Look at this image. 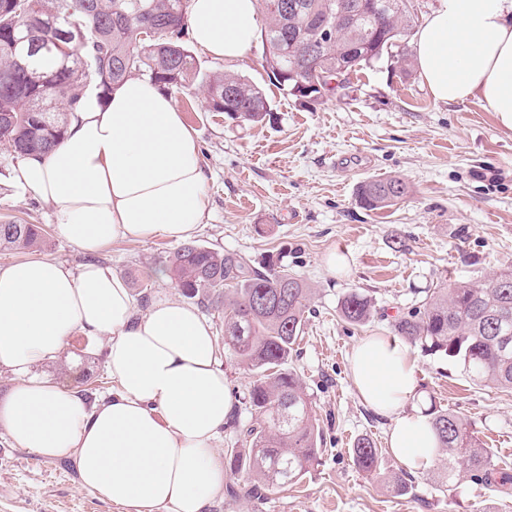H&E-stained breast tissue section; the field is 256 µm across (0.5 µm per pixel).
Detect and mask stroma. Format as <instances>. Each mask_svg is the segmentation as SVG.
Segmentation results:
<instances>
[{"label": "stroma", "mask_w": 512, "mask_h": 512, "mask_svg": "<svg viewBox=\"0 0 512 512\" xmlns=\"http://www.w3.org/2000/svg\"><path fill=\"white\" fill-rule=\"evenodd\" d=\"M412 36L397 53L353 73L344 88L304 103L283 94L262 66L263 43L227 63L196 52L202 71L234 73L260 86L273 116L250 126L208 109L202 87L173 90L185 124L195 133L207 175L209 219L195 236L210 247L261 261L286 253L289 267L310 287L303 333L288 367L316 404L322 454L300 482L257 498L244 477H228L235 495L207 512H512V483L481 479L448 462L409 471L388 446L386 419L359 397L349 359L365 336L393 335V322L419 307L429 290L457 279L478 283L512 264V131L478 100L435 102L413 63ZM15 159L0 150V223L40 224L49 232L41 256L78 267L86 260L52 232V211L12 180ZM402 178L406 197L385 210L361 207L356 194L370 179ZM174 243L151 238L120 242L99 254L134 293L179 297L171 281L155 278ZM335 252L336 266L324 257ZM373 302L356 326L339 313L350 291ZM416 398L409 411L436 404L467 421L498 466L512 473V393L474 383L462 366L412 347ZM105 343L74 335L64 354L40 365L38 376L78 390L92 401L112 392ZM234 400L220 449L242 447L252 416L241 398L251 374L222 356ZM369 437L383 450L379 475L355 466L354 442ZM406 481L407 491L396 488ZM0 512H129L84 488L74 464L14 445L0 430Z\"/></svg>", "instance_id": "obj_1"}]
</instances>
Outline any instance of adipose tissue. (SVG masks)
Returning <instances> with one entry per match:
<instances>
[{
    "label": "adipose tissue",
    "mask_w": 512,
    "mask_h": 512,
    "mask_svg": "<svg viewBox=\"0 0 512 512\" xmlns=\"http://www.w3.org/2000/svg\"><path fill=\"white\" fill-rule=\"evenodd\" d=\"M192 43L213 58L242 59L259 34L255 0H189ZM419 75L436 101L478 99L512 130V0H441L415 33ZM13 180L48 203L58 236L87 255L0 267V370L16 383L0 400V429L17 447L72 459L83 487L133 512H206L223 496L217 451L233 403L216 338L199 310L159 295L138 312L126 278L98 262L118 241L193 238L206 215L197 141L174 98L131 78L106 103L87 92L64 140L29 156ZM106 342L117 389L87 405L33 374L75 334ZM351 375L362 400L391 423L389 446L418 470L436 455L427 415L407 412L416 361L387 336L361 340Z\"/></svg>",
    "instance_id": "ef3b65f1"
}]
</instances>
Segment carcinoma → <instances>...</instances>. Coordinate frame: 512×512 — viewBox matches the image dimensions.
I'll return each instance as SVG.
<instances>
[{
  "instance_id": "obj_1",
  "label": "carcinoma",
  "mask_w": 512,
  "mask_h": 512,
  "mask_svg": "<svg viewBox=\"0 0 512 512\" xmlns=\"http://www.w3.org/2000/svg\"><path fill=\"white\" fill-rule=\"evenodd\" d=\"M258 0L269 33L263 63L293 66L291 47L318 37L325 25L332 36L310 62L335 79L370 65L396 46L413 26L410 0H346L348 13L337 15L341 0ZM188 0H0V145L14 159L47 154L64 139L69 116L88 86L104 101L131 77L147 78L162 87H183L200 80L211 112L229 104H246L236 113L244 124L262 125L273 109L263 90L234 74H206L180 38H152L148 30L174 28L184 33ZM287 95L298 97L297 80L276 78ZM232 93L234 99L227 98ZM324 97L314 88L300 96ZM408 192L399 177L368 181L357 189L368 210L395 205ZM44 229L35 224H0V249H34L43 245ZM285 255H270L261 268L231 253L191 242L163 261L175 287L200 303L224 307V350L252 381L244 397L255 422L244 432L245 447L230 448L224 470L252 477L251 493L265 495L274 487L298 482L317 462L321 431L310 395L288 358L302 333L310 288L288 268ZM373 305L351 291L340 303L341 317L354 325L369 321ZM396 335L429 355L463 366L471 380L512 392V267L481 283L455 280L426 295L421 306L399 318ZM437 435L438 452L448 454L453 480L462 464L487 471L492 457L469 424L430 403L425 409ZM357 468L378 474L382 449L370 438L352 448Z\"/></svg>"
}]
</instances>
